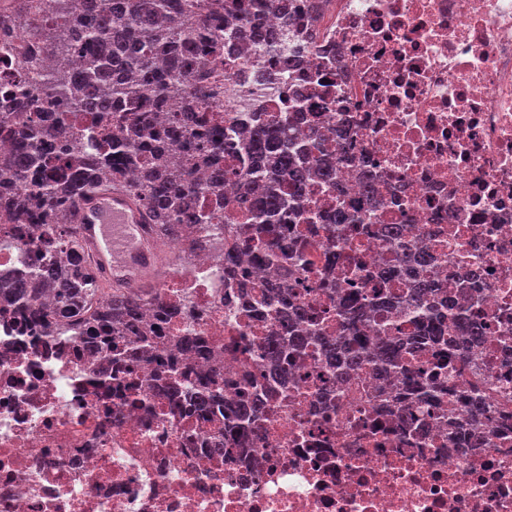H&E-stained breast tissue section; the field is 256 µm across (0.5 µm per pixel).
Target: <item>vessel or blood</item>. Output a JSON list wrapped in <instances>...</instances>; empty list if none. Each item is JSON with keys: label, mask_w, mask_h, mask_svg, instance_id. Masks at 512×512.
Segmentation results:
<instances>
[{"label": "vessel or blood", "mask_w": 512, "mask_h": 512, "mask_svg": "<svg viewBox=\"0 0 512 512\" xmlns=\"http://www.w3.org/2000/svg\"><path fill=\"white\" fill-rule=\"evenodd\" d=\"M83 248L113 287H143L157 281L164 261L154 226L143 207L115 185L82 198L76 205Z\"/></svg>", "instance_id": "1"}]
</instances>
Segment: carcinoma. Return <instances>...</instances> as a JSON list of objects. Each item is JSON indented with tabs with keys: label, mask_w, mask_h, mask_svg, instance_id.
<instances>
[{
	"label": "carcinoma",
	"mask_w": 512,
	"mask_h": 512,
	"mask_svg": "<svg viewBox=\"0 0 512 512\" xmlns=\"http://www.w3.org/2000/svg\"><path fill=\"white\" fill-rule=\"evenodd\" d=\"M286 9L283 0H11L0 10V41L15 49L19 67L37 66L47 57L40 85L23 88L0 84V133L12 132L10 116L26 115L11 152L0 159V177L19 186L5 220L34 230L69 219L78 199L100 187L119 184L153 217L170 238L183 226L207 224L209 216L192 203L197 195L224 186V135L211 115L209 64L224 55V27L264 10ZM192 99L182 104L186 87ZM275 122L253 125L245 145L251 166L233 177L247 195L256 177L268 181L266 192L245 215L241 230L246 247L274 259L304 258L305 244L275 235V226L308 225L303 189L307 178L330 180L334 166L320 156L323 140L303 147L283 139ZM179 147V155L169 153ZM208 170V184L196 179L193 165ZM141 170L137 180L126 171ZM75 237L65 233L49 241L34 269L0 283L4 300L23 321L40 323L50 316L91 353L109 352L116 359L153 361L165 381L195 393L198 406L220 404L233 413L228 431L258 429L269 405L251 390L224 402L223 385L214 377L190 375L180 361L151 352L143 335L142 297L99 287L79 257ZM434 284L419 279L407 294V314L422 335L383 341L375 358L382 366L402 359L403 349L448 335L437 307L427 303ZM51 296L52 310L40 303ZM262 303L281 314L280 328L268 338L262 357L275 379H288V362L301 357L307 337L294 333L306 310L290 302L288 281L265 285ZM342 336L358 331L360 313L352 300L339 305ZM325 359L355 371L365 359L346 342L322 343ZM178 355L202 358L201 338L183 336Z\"/></svg>",
	"instance_id": "cac0c4a2"
}]
</instances>
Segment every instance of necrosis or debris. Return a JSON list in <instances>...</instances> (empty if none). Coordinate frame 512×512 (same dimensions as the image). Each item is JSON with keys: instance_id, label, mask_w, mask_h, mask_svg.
<instances>
[{"instance_id": "obj_1", "label": "necrosis or debris", "mask_w": 512, "mask_h": 512, "mask_svg": "<svg viewBox=\"0 0 512 512\" xmlns=\"http://www.w3.org/2000/svg\"><path fill=\"white\" fill-rule=\"evenodd\" d=\"M277 46L240 28L224 35L211 65L212 105L225 136L273 117L287 136L325 138L338 158L331 182L306 196L324 217L308 262L297 269L260 254L225 258L238 225L213 221L165 243L174 256L144 310L189 300L165 345L199 336L223 353L224 397L242 363L260 350L278 316L260 306L264 285L299 283L330 269L337 246L356 253L367 293L413 286L393 264L396 244L429 252L432 301L469 300L484 341L426 348L452 388L415 407L404 432L385 410L398 380L368 364L345 376L319 349L275 391L280 406L246 441L210 448L224 410L197 415L160 393L152 368L120 388L96 384L99 357L64 335L0 316V512H512V0H288ZM376 193L365 197L363 177ZM371 209L361 234L343 239L337 203ZM386 224L402 225L400 240ZM40 232L0 224V273L34 262ZM474 391L488 407L482 442L450 444V421Z\"/></svg>"}]
</instances>
